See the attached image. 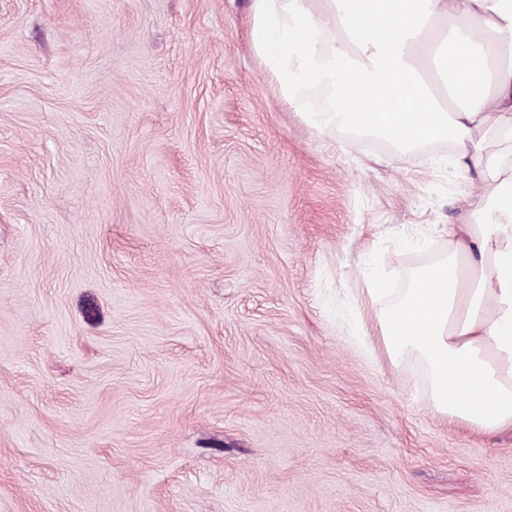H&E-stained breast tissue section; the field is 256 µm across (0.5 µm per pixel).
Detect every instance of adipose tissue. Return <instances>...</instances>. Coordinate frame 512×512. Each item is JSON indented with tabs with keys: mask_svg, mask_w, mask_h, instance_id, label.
I'll list each match as a JSON object with an SVG mask.
<instances>
[{
	"mask_svg": "<svg viewBox=\"0 0 512 512\" xmlns=\"http://www.w3.org/2000/svg\"><path fill=\"white\" fill-rule=\"evenodd\" d=\"M250 17L260 68L318 133L445 141L476 181L441 258L369 295L437 414L512 429V0H250Z\"/></svg>",
	"mask_w": 512,
	"mask_h": 512,
	"instance_id": "ef3b65f1",
	"label": "adipose tissue"
}]
</instances>
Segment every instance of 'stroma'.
I'll list each match as a JSON object with an SVG mask.
<instances>
[{"label": "stroma", "mask_w": 512, "mask_h": 512, "mask_svg": "<svg viewBox=\"0 0 512 512\" xmlns=\"http://www.w3.org/2000/svg\"><path fill=\"white\" fill-rule=\"evenodd\" d=\"M249 4L0 0V512H512L359 346L471 185L305 124Z\"/></svg>", "instance_id": "stroma-1"}]
</instances>
